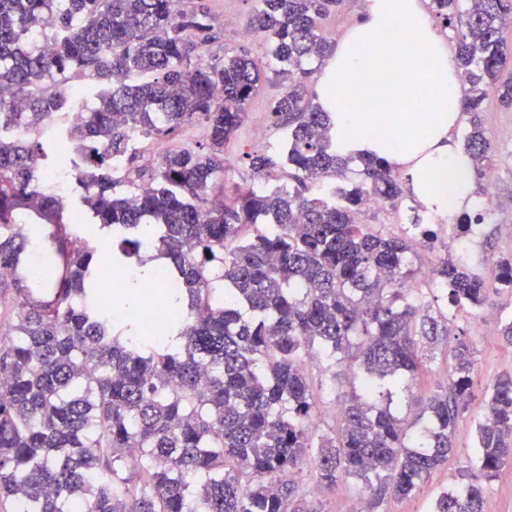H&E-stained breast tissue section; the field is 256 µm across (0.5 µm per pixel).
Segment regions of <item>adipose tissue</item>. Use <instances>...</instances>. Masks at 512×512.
I'll return each instance as SVG.
<instances>
[{"mask_svg": "<svg viewBox=\"0 0 512 512\" xmlns=\"http://www.w3.org/2000/svg\"><path fill=\"white\" fill-rule=\"evenodd\" d=\"M401 65L384 66L386 56ZM318 101L346 154H375L401 167L426 209L454 213L472 193V161L448 142L460 86L444 38L421 0H366L327 60Z\"/></svg>", "mask_w": 512, "mask_h": 512, "instance_id": "adipose-tissue-1", "label": "adipose tissue"}]
</instances>
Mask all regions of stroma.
I'll return each mask as SVG.
<instances>
[{
  "label": "stroma",
  "instance_id": "obj_1",
  "mask_svg": "<svg viewBox=\"0 0 512 512\" xmlns=\"http://www.w3.org/2000/svg\"><path fill=\"white\" fill-rule=\"evenodd\" d=\"M210 7L214 25L223 32L221 43L214 46L215 51H223L227 46L244 45L250 49L258 65H265L267 54L263 36L247 38L243 35L253 7L252 0H211ZM228 16L233 17V24H225L224 19ZM282 91L280 83L267 82L253 97L245 125L237 138L226 147V155L233 161L226 172L228 181L242 183L253 179L250 169L235 160L240 150H267L279 143L282 131L273 124L268 107L270 101ZM483 123L491 141L492 165L483 179V188L474 189L472 198L476 201L488 200L493 214L476 227L470 243L465 247L460 244L456 227L448 223L439 227L436 241L430 242L422 237L413 240L416 274L411 284L421 289L423 299L429 306L434 303L431 293L433 272L443 257L462 259L488 277L492 274L495 260L512 253V233L505 229L506 223H512V112L503 111L497 102H489L483 113ZM257 127L263 131V137L259 140L253 136V130ZM413 196V191L409 190L397 205L365 210L360 221L385 233L403 234L413 216ZM480 313L476 310L460 312L450 326V335L438 337L433 342L419 339L418 348L424 368L418 379L409 386L393 390L391 409L396 415L409 423L420 418L424 401L445 386L449 379V353L457 339H465L474 350L477 388L492 384L500 375L512 373V345L499 335H485ZM305 372L317 395L318 409L312 431L317 436L330 433L337 423L339 407L357 387L358 380L351 370L346 369L342 371L339 381H331L320 359L306 361ZM483 407L482 399L477 397L461 413L456 423L453 453L449 454L445 465L419 485L412 497L397 499L389 494L384 495L374 512H431L439 492L448 484L459 482L460 470L475 459L476 425ZM296 480L317 512H362L364 508L367 493L360 479L346 478L339 481L336 489L328 490L318 485L314 469L306 465L297 473Z\"/></svg>",
  "mask_w": 512,
  "mask_h": 512
}]
</instances>
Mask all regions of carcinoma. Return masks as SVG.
<instances>
[{"label":"carcinoma","instance_id":"cac0c4a2","mask_svg":"<svg viewBox=\"0 0 512 512\" xmlns=\"http://www.w3.org/2000/svg\"><path fill=\"white\" fill-rule=\"evenodd\" d=\"M347 0H255L250 29L268 43V70L245 47L213 52L221 33L208 0H0V502L16 512H309L293 479L310 463L333 487L358 477L372 495L408 498L447 462L468 408L474 356L451 350L444 390L415 431L382 388L414 379L416 337L450 334L459 312L484 306L488 281L445 258L436 274L447 306L423 313L406 288L405 238L356 222L377 197L402 199L400 177L376 155L336 150L331 113L310 85L336 49L319 21ZM454 35L470 115L465 149L479 175L490 161L480 113L493 95L512 109V0H429ZM284 84L269 106L281 146L240 157L288 184L224 190V148L265 81ZM76 114L56 126L58 113ZM198 129L201 139L181 143ZM137 140L162 146L140 163ZM359 162L362 179L347 177ZM78 172L84 194L49 188ZM92 223L73 245L72 225ZM163 261L127 276V302L153 288L181 314L175 347L112 334L105 266ZM512 291V257L495 262ZM358 366L360 391L334 435L314 440L316 396L304 361ZM480 455L465 483L432 512H483L484 483L512 462V375L487 390Z\"/></svg>","mask_w":512,"mask_h":512}]
</instances>
